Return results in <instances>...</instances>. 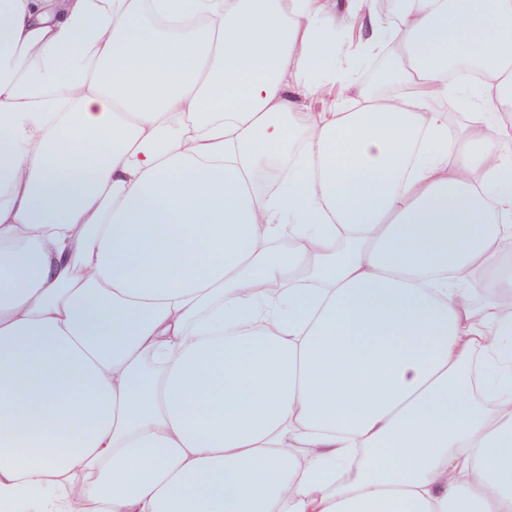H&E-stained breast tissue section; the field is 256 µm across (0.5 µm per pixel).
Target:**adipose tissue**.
<instances>
[{"instance_id":"ef3b65f1","label":"adipose tissue","mask_w":512,"mask_h":512,"mask_svg":"<svg viewBox=\"0 0 512 512\" xmlns=\"http://www.w3.org/2000/svg\"><path fill=\"white\" fill-rule=\"evenodd\" d=\"M348 2L0 0V512H512V0Z\"/></svg>"}]
</instances>
